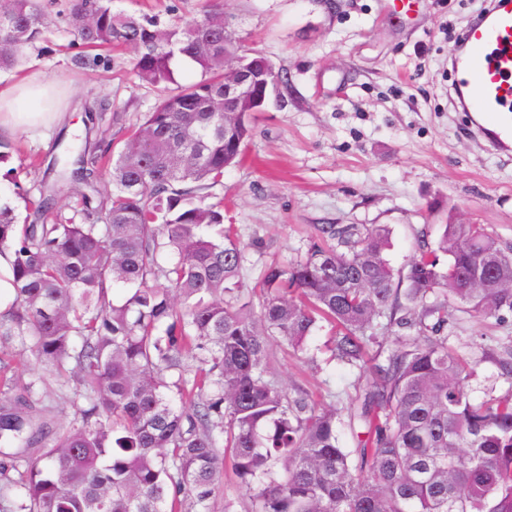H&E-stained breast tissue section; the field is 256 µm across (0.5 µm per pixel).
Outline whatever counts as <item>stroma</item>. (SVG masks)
I'll list each match as a JSON object with an SVG mask.
<instances>
[{
  "instance_id": "35a3bbf8",
  "label": "stroma",
  "mask_w": 512,
  "mask_h": 512,
  "mask_svg": "<svg viewBox=\"0 0 512 512\" xmlns=\"http://www.w3.org/2000/svg\"><path fill=\"white\" fill-rule=\"evenodd\" d=\"M223 4L240 20L246 49L268 58L288 76L283 105L255 113L243 160L227 168L214 199L244 246V278L262 297L258 275L270 261L304 254L320 224H385L387 257L403 268L416 252L417 233L438 238L443 224H482L512 245V147L497 148L479 132L478 116L464 111L448 62L462 30L485 8L483 0H418L402 14L388 0H115L127 13L200 17ZM63 16L52 15L50 44L27 48L23 63L0 70V89L24 77L50 82L47 112L63 113L48 127L9 132L16 147L10 165L16 182L0 179V200L26 216L38 197V163L85 140L87 105L107 101L122 121L112 130L121 144L158 99L156 88L132 73V51L105 54L81 65L67 48ZM512 345V332L458 314L448 343L476 361L467 388L474 400L512 387L482 360L479 337ZM325 331L308 341L309 361L274 348L272 367L282 383L330 388L355 397L350 367L327 361ZM10 364L19 383L43 378L46 403L61 422L75 421L82 390L72 375H42L28 348L13 344Z\"/></svg>"
}]
</instances>
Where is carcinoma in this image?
Returning <instances> with one entry per match:
<instances>
[{
	"label": "carcinoma",
	"instance_id": "cac0c4a2",
	"mask_svg": "<svg viewBox=\"0 0 512 512\" xmlns=\"http://www.w3.org/2000/svg\"><path fill=\"white\" fill-rule=\"evenodd\" d=\"M67 11L79 47L132 50L134 75L161 94L118 149L93 139L112 125L108 104L88 109L85 146L46 168L25 222L0 205L15 292L0 345L78 374L85 400L64 426L33 381L0 397V455L27 466L17 512H211L227 457L249 512H512V389L473 400L474 364L448 345L451 303L512 324V246L444 224L397 273L387 225L320 224L303 256L264 266L254 309L237 229L207 199L253 131L250 103L228 126L214 108L224 78L245 65L264 78L267 58L231 43L237 17L220 8L167 21L112 0ZM48 33L36 0H0V68ZM185 65L200 78L179 86ZM275 74L262 112L283 102L288 76ZM67 186L84 187L71 217L57 206ZM324 323L331 356L363 381L352 451L339 439L352 409L269 366L273 345L297 356ZM480 347L512 382V350Z\"/></svg>",
	"mask_w": 512,
	"mask_h": 512
}]
</instances>
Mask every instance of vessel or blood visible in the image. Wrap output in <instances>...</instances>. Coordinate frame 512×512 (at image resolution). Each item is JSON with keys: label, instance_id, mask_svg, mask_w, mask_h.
<instances>
[{"label": "vessel or blood", "instance_id": "1", "mask_svg": "<svg viewBox=\"0 0 512 512\" xmlns=\"http://www.w3.org/2000/svg\"><path fill=\"white\" fill-rule=\"evenodd\" d=\"M463 55L454 57L459 88L477 87V111L492 120L499 144L512 140V0H493L462 33Z\"/></svg>", "mask_w": 512, "mask_h": 512}]
</instances>
